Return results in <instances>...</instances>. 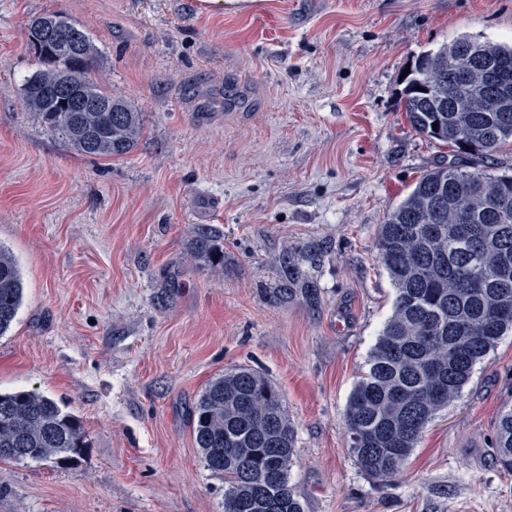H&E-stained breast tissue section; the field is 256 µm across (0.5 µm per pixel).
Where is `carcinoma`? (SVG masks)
<instances>
[{
  "label": "carcinoma",
  "mask_w": 512,
  "mask_h": 512,
  "mask_svg": "<svg viewBox=\"0 0 512 512\" xmlns=\"http://www.w3.org/2000/svg\"><path fill=\"white\" fill-rule=\"evenodd\" d=\"M39 63L24 79L37 120L81 155L119 158L142 133L140 113L93 80L97 56L89 35L59 12L28 25ZM404 77L401 102L420 135L450 148L448 162L424 172L379 225L377 250L395 291L393 311L354 384L344 419L360 471L399 476L435 416L470 383L475 368L512 332V177L476 164L512 143V109L489 88L485 64L512 81V45L468 36L422 54ZM451 112L433 110L437 94ZM78 99L112 102L110 112H74ZM66 104H61V101ZM191 254L224 267L209 227L193 231ZM280 293L317 289L299 260L283 254ZM23 277L0 245V336L22 305ZM195 447L208 470L224 476V512H304L289 487L295 430L283 395L264 373L231 368L211 379L191 412ZM81 420L35 391L0 392V460L78 462L87 448ZM495 460L512 468V409L498 419Z\"/></svg>",
  "instance_id": "cac0c4a2"
}]
</instances>
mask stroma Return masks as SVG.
Returning <instances> with one entry per match:
<instances>
[{
  "instance_id": "35a3bbf8",
  "label": "stroma",
  "mask_w": 512,
  "mask_h": 512,
  "mask_svg": "<svg viewBox=\"0 0 512 512\" xmlns=\"http://www.w3.org/2000/svg\"><path fill=\"white\" fill-rule=\"evenodd\" d=\"M46 12L85 28L93 79L140 112L124 157L76 154L32 113L26 24ZM464 35L511 43L512 0H0V245L25 281L0 391L49 396L88 435L74 466L0 460V512H224L189 409L242 366L284 396L305 512H512L492 448L512 334L392 482L357 468L344 421L395 297L378 227L448 156L408 123L400 76ZM199 224L223 268L189 256ZM314 245L318 300L280 297L279 256Z\"/></svg>"
}]
</instances>
